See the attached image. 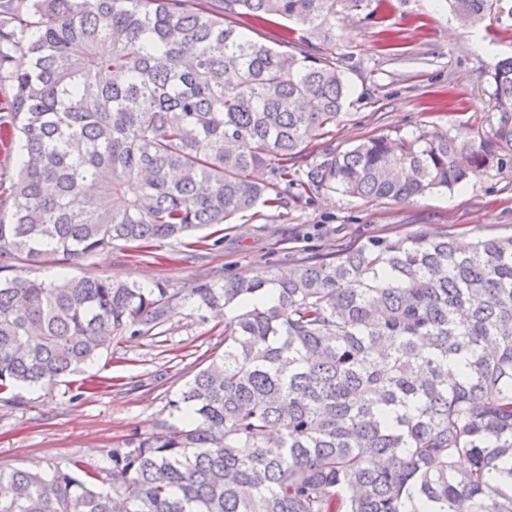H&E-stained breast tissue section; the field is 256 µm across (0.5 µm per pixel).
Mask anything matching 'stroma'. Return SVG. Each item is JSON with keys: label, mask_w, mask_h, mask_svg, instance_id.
I'll return each mask as SVG.
<instances>
[{"label": "stroma", "mask_w": 512, "mask_h": 512, "mask_svg": "<svg viewBox=\"0 0 512 512\" xmlns=\"http://www.w3.org/2000/svg\"><path fill=\"white\" fill-rule=\"evenodd\" d=\"M336 0V26L323 52L351 89L344 113L312 142L308 162L342 153L360 140L410 136L434 123L452 137L488 129L490 87L484 74L512 57V0H494L477 26L461 27L445 0ZM280 207H261L213 227L218 243L191 248L164 241L138 252L117 246L68 266L49 259L35 276L105 274L144 287L187 290L263 267L288 269L332 257L370 238L446 230L483 237L512 235V158L471 174L454 190L408 202L324 192ZM224 351V321L209 310L181 306L153 339L124 338L53 388L18 389V403L0 401V466L49 470L74 459H97L161 424L179 422L170 407L210 356ZM98 388L80 391L82 381Z\"/></svg>", "instance_id": "obj_1"}]
</instances>
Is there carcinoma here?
Wrapping results in <instances>:
<instances>
[{
    "label": "carcinoma",
    "instance_id": "cac0c4a2",
    "mask_svg": "<svg viewBox=\"0 0 512 512\" xmlns=\"http://www.w3.org/2000/svg\"><path fill=\"white\" fill-rule=\"evenodd\" d=\"M492 5L448 0L464 26ZM280 20L299 51L249 35ZM335 24L336 0H0V146L19 155L0 177V394L52 388L181 305L106 275L30 277L48 256L180 242L280 206L288 183L406 201L466 180L460 153L476 171L512 154L511 57L486 73L480 139L372 136L300 178L349 98L305 49ZM191 294L237 314L172 401L185 426L100 464L0 468V512H512V236L372 238Z\"/></svg>",
    "mask_w": 512,
    "mask_h": 512
}]
</instances>
